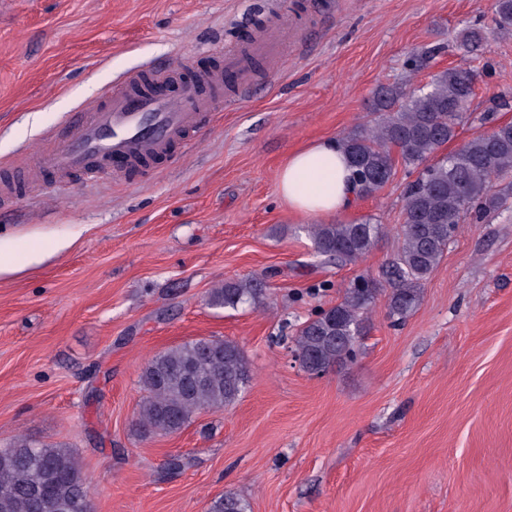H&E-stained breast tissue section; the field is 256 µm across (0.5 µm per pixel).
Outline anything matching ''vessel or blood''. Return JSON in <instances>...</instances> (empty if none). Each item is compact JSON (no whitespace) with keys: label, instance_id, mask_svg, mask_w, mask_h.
<instances>
[{"label":"vessel or blood","instance_id":"1","mask_svg":"<svg viewBox=\"0 0 512 512\" xmlns=\"http://www.w3.org/2000/svg\"><path fill=\"white\" fill-rule=\"evenodd\" d=\"M287 33L260 25L239 53L218 54L208 69H196L190 56L176 65H144L107 88L91 109L79 111L55 135L51 146H35L15 162L0 165V213L12 212L19 196L40 185L42 176L116 179L149 170L156 162L179 158L216 112L227 87L246 94L248 57L278 56Z\"/></svg>","mask_w":512,"mask_h":512}]
</instances>
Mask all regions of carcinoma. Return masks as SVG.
Listing matches in <instances>:
<instances>
[{"label": "carcinoma", "mask_w": 512, "mask_h": 512, "mask_svg": "<svg viewBox=\"0 0 512 512\" xmlns=\"http://www.w3.org/2000/svg\"><path fill=\"white\" fill-rule=\"evenodd\" d=\"M494 23L502 34L512 35V0H496ZM484 41V28L475 23L459 32L458 50L474 56ZM476 80L473 69L457 65L434 75L427 89L381 87L373 93V122L338 140L360 198L384 189L398 160L416 178L403 195L400 246L379 276L354 281L339 303L300 329L295 354L305 371L320 373L357 357L366 315L379 294L387 296L391 317L402 320L410 314L459 225L484 221L512 198V122L476 134L434 159L457 137ZM307 232L314 258L348 265L369 253L383 227L369 218L313 224ZM263 289L257 278L226 282L212 291L210 304L235 309L260 300ZM248 380L246 356L233 340L201 338L171 347L141 373L145 396L139 426L149 434L176 433L193 414L234 404ZM90 504V486L71 449L26 439L0 448V512H91ZM209 512H250V504L226 493L211 503Z\"/></svg>", "instance_id": "1"}]
</instances>
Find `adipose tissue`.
<instances>
[{
    "label": "adipose tissue",
    "instance_id": "adipose-tissue-1",
    "mask_svg": "<svg viewBox=\"0 0 512 512\" xmlns=\"http://www.w3.org/2000/svg\"><path fill=\"white\" fill-rule=\"evenodd\" d=\"M279 192L291 210L327 219L349 210L357 199L348 159L332 140L292 152L280 171Z\"/></svg>",
    "mask_w": 512,
    "mask_h": 512
}]
</instances>
